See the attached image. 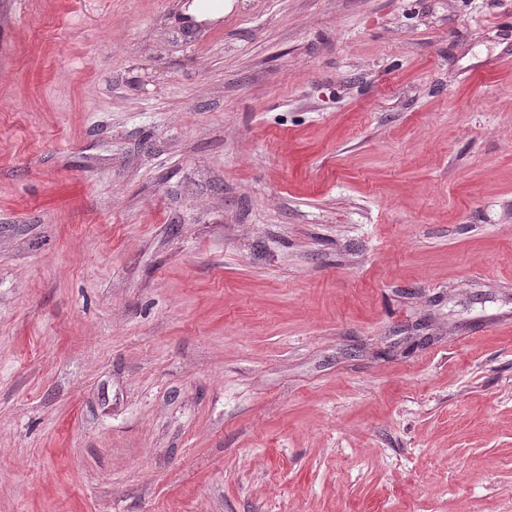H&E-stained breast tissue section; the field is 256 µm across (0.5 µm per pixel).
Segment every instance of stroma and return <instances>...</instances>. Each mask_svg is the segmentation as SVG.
I'll list each match as a JSON object with an SVG mask.
<instances>
[{"instance_id": "35a3bbf8", "label": "stroma", "mask_w": 512, "mask_h": 512, "mask_svg": "<svg viewBox=\"0 0 512 512\" xmlns=\"http://www.w3.org/2000/svg\"><path fill=\"white\" fill-rule=\"evenodd\" d=\"M0 0V512H512V0Z\"/></svg>"}]
</instances>
